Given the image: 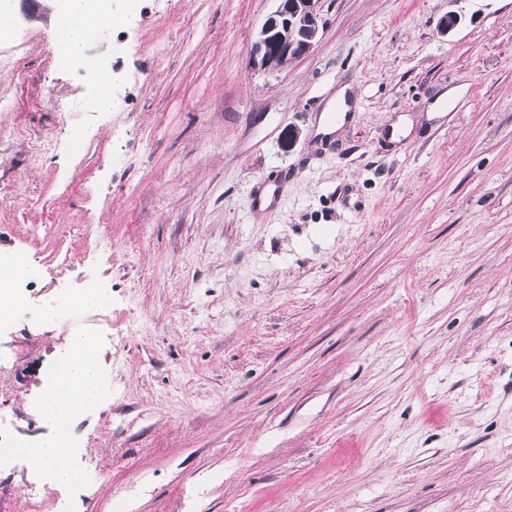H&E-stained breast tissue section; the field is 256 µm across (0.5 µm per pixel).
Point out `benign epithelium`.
<instances>
[{
  "mask_svg": "<svg viewBox=\"0 0 512 512\" xmlns=\"http://www.w3.org/2000/svg\"><path fill=\"white\" fill-rule=\"evenodd\" d=\"M277 6L263 22L254 44L252 62L277 69L283 61L311 51L319 39L321 0H276Z\"/></svg>",
  "mask_w": 512,
  "mask_h": 512,
  "instance_id": "benign-epithelium-1",
  "label": "benign epithelium"
}]
</instances>
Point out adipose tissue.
<instances>
[{
    "label": "adipose tissue",
    "mask_w": 512,
    "mask_h": 512,
    "mask_svg": "<svg viewBox=\"0 0 512 512\" xmlns=\"http://www.w3.org/2000/svg\"><path fill=\"white\" fill-rule=\"evenodd\" d=\"M57 27H60L74 56L83 55L94 38L99 19L114 13L121 27L130 28L139 20L134 5L118 13L112 12L111 0H47ZM94 344L89 337H71L65 349L57 355L58 387L46 412L44 420L57 428L68 425L78 403L94 402L97 398V373L90 359Z\"/></svg>",
    "instance_id": "1"
}]
</instances>
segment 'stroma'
<instances>
[{
  "mask_svg": "<svg viewBox=\"0 0 512 512\" xmlns=\"http://www.w3.org/2000/svg\"><path fill=\"white\" fill-rule=\"evenodd\" d=\"M137 7L62 61L9 2L0 250L42 274L0 326V431L55 435L36 403L66 336L99 391L67 427L79 481L0 455V512H512V0H322L275 70L252 63L275 0ZM93 281L107 308L65 314ZM96 79L99 84L100 92H99V89H98V86L96 85V83L94 81H89L86 84V89H85L87 98L91 102H94L96 108L99 110L112 111V112L117 111V106L114 103V101H112L108 97H104V96H109V94H110L109 81L102 75H96Z\"/></svg>",
  "mask_w": 512,
  "mask_h": 512,
  "instance_id": "35a3bbf8",
  "label": "stroma"
}]
</instances>
